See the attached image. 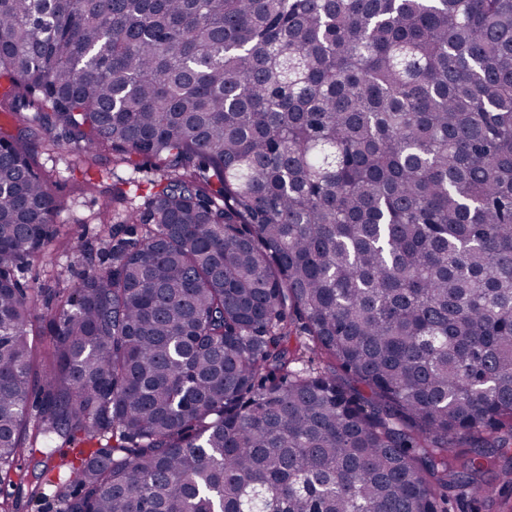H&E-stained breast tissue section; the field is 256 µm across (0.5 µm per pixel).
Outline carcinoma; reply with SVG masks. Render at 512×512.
Segmentation results:
<instances>
[{
  "mask_svg": "<svg viewBox=\"0 0 512 512\" xmlns=\"http://www.w3.org/2000/svg\"><path fill=\"white\" fill-rule=\"evenodd\" d=\"M0 110V482L110 433L63 512H448L512 460V0H0ZM37 141L159 178L35 326Z\"/></svg>",
  "mask_w": 512,
  "mask_h": 512,
  "instance_id": "1",
  "label": "carcinoma"
}]
</instances>
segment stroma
Masks as SVG:
<instances>
[{
    "instance_id": "stroma-1",
    "label": "stroma",
    "mask_w": 512,
    "mask_h": 512,
    "mask_svg": "<svg viewBox=\"0 0 512 512\" xmlns=\"http://www.w3.org/2000/svg\"><path fill=\"white\" fill-rule=\"evenodd\" d=\"M32 156L49 175L52 193L62 208L59 239L22 273L24 280L36 279L48 286L35 310L36 317L41 318L55 312L56 291H71L78 282L84 264L76 251V241L81 238L96 243L102 203L111 200L114 189L125 188L127 182L136 179L145 184L157 179L158 173L149 164L137 171L114 164L106 152L93 159L67 150L49 153L38 145L33 147ZM111 443L108 436L92 440L56 436L25 448L10 482L0 485V501L18 504L19 512H60L53 484L68 476L67 469L60 466L61 460L74 458L79 450H94Z\"/></svg>"
}]
</instances>
